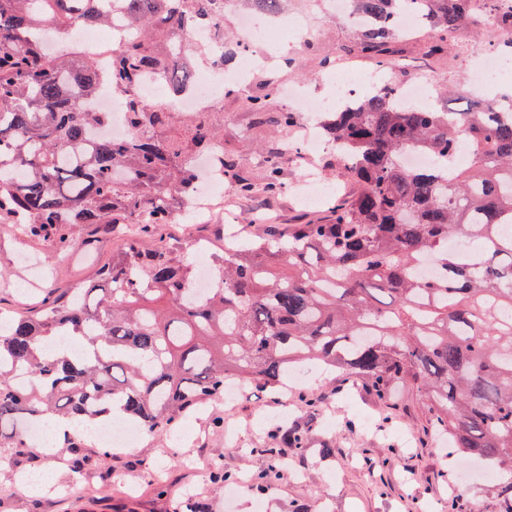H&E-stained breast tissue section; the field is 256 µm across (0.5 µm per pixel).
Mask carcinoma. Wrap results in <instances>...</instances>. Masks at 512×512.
<instances>
[{
  "instance_id": "1",
  "label": "carcinoma",
  "mask_w": 512,
  "mask_h": 512,
  "mask_svg": "<svg viewBox=\"0 0 512 512\" xmlns=\"http://www.w3.org/2000/svg\"><path fill=\"white\" fill-rule=\"evenodd\" d=\"M101 0H0V224L30 238L52 235L64 253L78 243L70 224L112 230L137 225L122 258L99 280L63 296L45 292L38 317L0 328V437L24 450L18 427L49 414L137 420L168 433L182 414L224 396L231 380L274 392L305 362L366 380L379 399L408 381L424 401L431 431L458 454L512 474V94L480 107H405L383 86L320 130L345 163L356 192L328 200L332 222L224 244V276L191 293L190 261L151 252L139 238L174 224L192 195L194 157L222 142L224 112L183 115L144 106L132 93L142 72L185 87L182 33L201 18L222 24L218 0H125L132 36L112 55V88L126 93L127 139L101 138L109 112L88 110L94 62L50 53L46 36L110 25ZM370 24L361 52L386 57L406 0H350ZM440 53L471 19L472 0H421ZM252 127L278 134L295 113L268 94L233 89ZM464 144L473 155L455 165ZM269 145L259 176L231 156L224 182L239 195L273 197L284 157ZM422 151L437 163L412 168ZM460 238L470 248H448ZM433 258L438 273L422 271ZM286 266L290 272L275 276ZM30 372L20 388L12 370Z\"/></svg>"
}]
</instances>
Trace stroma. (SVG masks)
<instances>
[{"label":"stroma","instance_id":"obj_1","mask_svg":"<svg viewBox=\"0 0 512 512\" xmlns=\"http://www.w3.org/2000/svg\"><path fill=\"white\" fill-rule=\"evenodd\" d=\"M471 23L452 37L442 55H430L434 34L422 29L415 38H399L390 46V61L399 74L437 75L440 87L463 97L468 83V58L478 44L504 40L489 24L483 0H473ZM311 47L301 49L290 79L312 84L323 50L336 54L337 65L359 70L376 68L374 59L358 48L357 31L346 23L311 17ZM224 112V151L257 169L261 148L270 143L269 131L249 128L251 116L233 97L218 104ZM237 232L246 239L265 233L266 224L287 232L326 214L325 204L305 206L290 193L268 197L257 193L234 199ZM264 215L266 224L248 223ZM78 245L59 253L51 239H28L12 225L0 224V310L34 315L38 295L48 289L65 292L78 282L95 281L100 268L122 255L123 237L108 234L96 224H78ZM30 282L34 297L22 298L17 286ZM315 397L317 410L305 398ZM210 412L185 413L178 424L180 444L171 436L148 435L138 447L103 455L85 436H75V449L44 451L34 447L20 454L10 441L0 442V512H179L186 498L202 503L205 512H448L451 485L464 483L458 495L461 512H501L499 484L512 476L463 460L447 444L435 441L427 414L411 385L397 386L392 396L378 400L366 381L343 371L308 369L306 380L288 395H242L234 404L209 403ZM308 431L305 451L285 447L278 425ZM240 428L235 446L224 440V429ZM331 455H322L323 447ZM282 460L265 491L240 496L229 492V478L251 479L266 469L271 458ZM222 466L225 479L212 475ZM162 470V483L149 474Z\"/></svg>","mask_w":512,"mask_h":512}]
</instances>
